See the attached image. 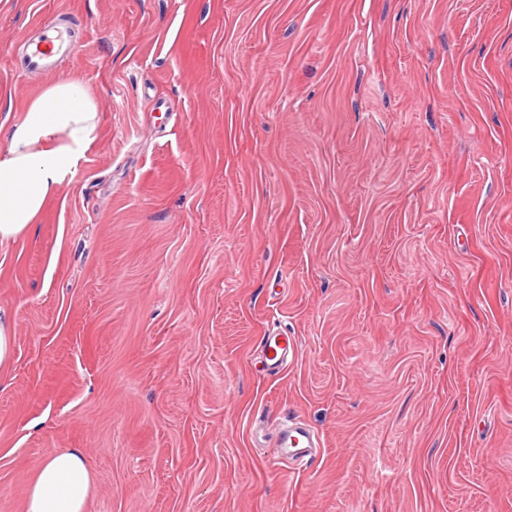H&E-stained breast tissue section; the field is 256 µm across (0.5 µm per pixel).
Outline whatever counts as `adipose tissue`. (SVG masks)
<instances>
[{
	"label": "adipose tissue",
	"mask_w": 512,
	"mask_h": 512,
	"mask_svg": "<svg viewBox=\"0 0 512 512\" xmlns=\"http://www.w3.org/2000/svg\"><path fill=\"white\" fill-rule=\"evenodd\" d=\"M98 128L99 107L77 80L48 84L20 121L0 127V245L29 233L46 202L72 183ZM90 489L80 450L54 454L36 471L25 512H85Z\"/></svg>",
	"instance_id": "obj_1"
}]
</instances>
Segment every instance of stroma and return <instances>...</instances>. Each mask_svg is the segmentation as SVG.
<instances>
[{"label": "stroma", "instance_id": "stroma-1", "mask_svg": "<svg viewBox=\"0 0 512 512\" xmlns=\"http://www.w3.org/2000/svg\"><path fill=\"white\" fill-rule=\"evenodd\" d=\"M72 79L97 139L0 247V512L71 448L86 512H512V0H0V123ZM64 34L68 32L55 19L45 22L36 33H25L29 51L20 59L16 69L23 73L29 69L50 70L54 67V55L62 49ZM14 331L11 320L0 315V366H6L13 354ZM295 352L294 341L289 336L275 334L267 336L263 343L264 359L271 370L279 371ZM293 423L282 430L280 444L283 450V457H279L283 462L299 461L309 463L313 456L312 448L320 446L317 436L315 442V434L308 428L296 425L295 420H287Z\"/></svg>", "mask_w": 512, "mask_h": 512}]
</instances>
